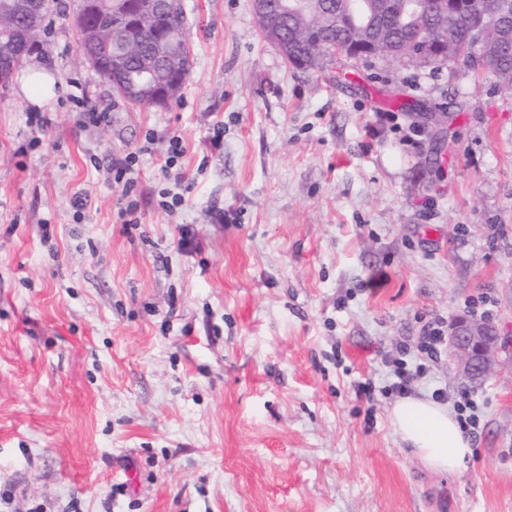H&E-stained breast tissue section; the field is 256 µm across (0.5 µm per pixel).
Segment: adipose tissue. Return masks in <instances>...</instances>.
Listing matches in <instances>:
<instances>
[{"label": "adipose tissue", "instance_id": "obj_1", "mask_svg": "<svg viewBox=\"0 0 512 512\" xmlns=\"http://www.w3.org/2000/svg\"><path fill=\"white\" fill-rule=\"evenodd\" d=\"M390 420L402 441L430 469L458 470L473 454L463 426L445 404L406 396L394 403Z\"/></svg>", "mask_w": 512, "mask_h": 512}]
</instances>
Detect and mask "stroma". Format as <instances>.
<instances>
[{
  "instance_id": "1",
  "label": "stroma",
  "mask_w": 512,
  "mask_h": 512,
  "mask_svg": "<svg viewBox=\"0 0 512 512\" xmlns=\"http://www.w3.org/2000/svg\"><path fill=\"white\" fill-rule=\"evenodd\" d=\"M183 3L165 107L116 96L68 16L28 58L59 83L43 130L0 84V512H512V367L472 383L419 349L485 311L512 356V94L453 61L300 69L251 0ZM398 353L412 395L475 401L459 470L391 425Z\"/></svg>"
}]
</instances>
